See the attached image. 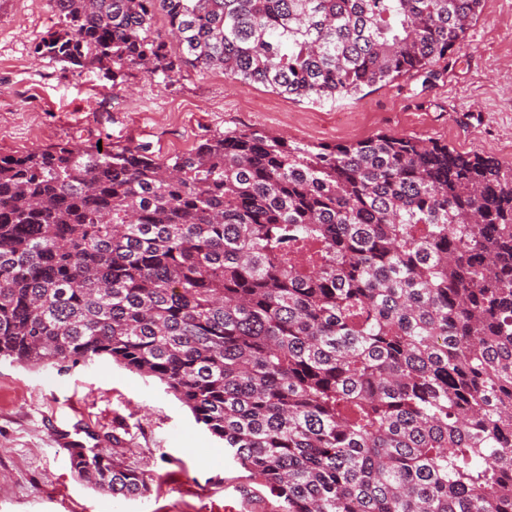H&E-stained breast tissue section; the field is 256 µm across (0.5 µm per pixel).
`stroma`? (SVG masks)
Segmentation results:
<instances>
[{
	"label": "stroma",
	"instance_id": "obj_1",
	"mask_svg": "<svg viewBox=\"0 0 512 512\" xmlns=\"http://www.w3.org/2000/svg\"><path fill=\"white\" fill-rule=\"evenodd\" d=\"M58 21L49 0H0V154L67 141L140 145L164 158L228 130L259 129L310 144L377 134L432 139L512 164V0H483L438 76H403L319 104L219 69L186 68L169 83L144 69L88 79L34 52ZM117 436L126 465L151 477L115 498L71 473L59 430ZM221 441L158 380L111 360L30 369L0 360V512H271Z\"/></svg>",
	"mask_w": 512,
	"mask_h": 512
}]
</instances>
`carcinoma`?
Returning <instances> with one entry per match:
<instances>
[{"instance_id":"obj_1","label":"carcinoma","mask_w":512,"mask_h":512,"mask_svg":"<svg viewBox=\"0 0 512 512\" xmlns=\"http://www.w3.org/2000/svg\"><path fill=\"white\" fill-rule=\"evenodd\" d=\"M51 3L59 28L36 51L52 61L219 68L315 102L436 75L482 7ZM0 358H107L159 380L274 512H512V164L258 129L163 160L96 143L1 154ZM67 454L94 489L148 490L95 435Z\"/></svg>"}]
</instances>
